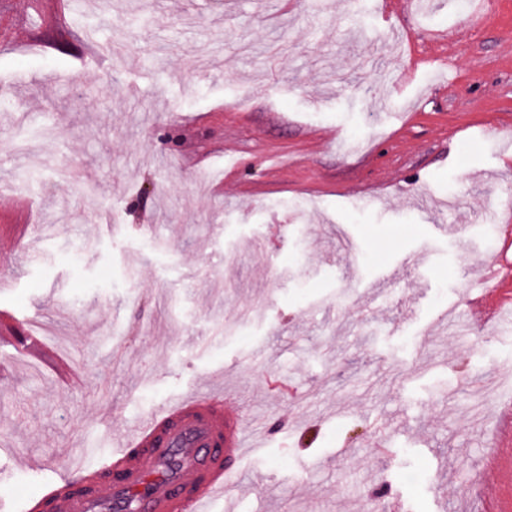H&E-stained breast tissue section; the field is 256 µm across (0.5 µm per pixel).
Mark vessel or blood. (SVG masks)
<instances>
[{
    "instance_id": "b4317fda",
    "label": "vessel or blood",
    "mask_w": 512,
    "mask_h": 512,
    "mask_svg": "<svg viewBox=\"0 0 512 512\" xmlns=\"http://www.w3.org/2000/svg\"><path fill=\"white\" fill-rule=\"evenodd\" d=\"M227 399L203 390L173 399L113 436L94 470L67 464L47 494L53 512H210L259 449L241 418L225 416Z\"/></svg>"
}]
</instances>
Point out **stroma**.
<instances>
[{
	"label": "stroma",
	"instance_id": "stroma-1",
	"mask_svg": "<svg viewBox=\"0 0 512 512\" xmlns=\"http://www.w3.org/2000/svg\"><path fill=\"white\" fill-rule=\"evenodd\" d=\"M64 3L0 0V512L213 385L265 451L212 512H460L497 411L472 403L512 396V330L457 334L512 290V156L483 135L512 129V0ZM31 328L82 383L23 358Z\"/></svg>",
	"mask_w": 512,
	"mask_h": 512
}]
</instances>
